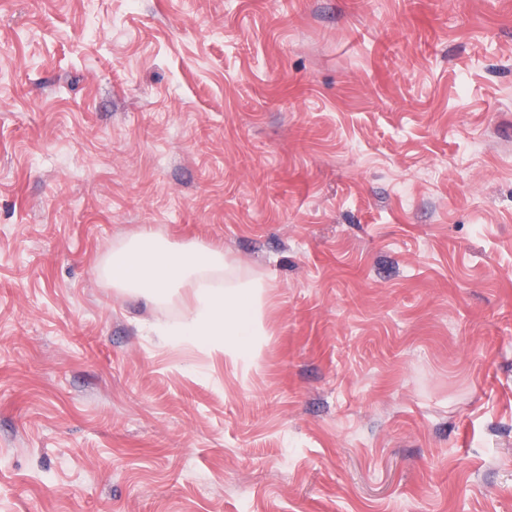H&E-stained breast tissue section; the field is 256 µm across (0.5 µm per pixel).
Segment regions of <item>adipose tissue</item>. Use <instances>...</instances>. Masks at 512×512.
Returning <instances> with one entry per match:
<instances>
[{
    "label": "adipose tissue",
    "mask_w": 512,
    "mask_h": 512,
    "mask_svg": "<svg viewBox=\"0 0 512 512\" xmlns=\"http://www.w3.org/2000/svg\"><path fill=\"white\" fill-rule=\"evenodd\" d=\"M97 272L116 290L147 303L189 297L178 321L157 327L164 341L220 349L236 361L252 360L260 346L267 285L243 277L223 248L176 244L144 230L113 248Z\"/></svg>",
    "instance_id": "obj_1"
}]
</instances>
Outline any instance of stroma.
Masks as SVG:
<instances>
[{
    "label": "stroma",
    "instance_id": "1",
    "mask_svg": "<svg viewBox=\"0 0 512 512\" xmlns=\"http://www.w3.org/2000/svg\"><path fill=\"white\" fill-rule=\"evenodd\" d=\"M146 227L253 361L100 280ZM0 512H512V0H0ZM97 272L112 288L146 303L180 301L189 291L180 319L156 329L166 342L223 349L235 361L252 360L260 346L269 287L243 277L221 247L176 244L143 230L113 248Z\"/></svg>",
    "mask_w": 512,
    "mask_h": 512
}]
</instances>
